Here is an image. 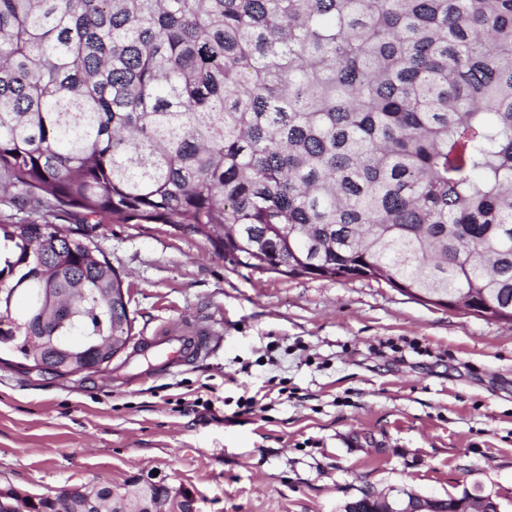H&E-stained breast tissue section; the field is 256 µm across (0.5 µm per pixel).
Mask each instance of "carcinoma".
<instances>
[{
    "label": "carcinoma",
    "mask_w": 512,
    "mask_h": 512,
    "mask_svg": "<svg viewBox=\"0 0 512 512\" xmlns=\"http://www.w3.org/2000/svg\"><path fill=\"white\" fill-rule=\"evenodd\" d=\"M80 224H0L9 291L70 288L59 375L133 319L95 216L234 268L486 289L512 310V0H0V189ZM76 491L29 512H75Z\"/></svg>",
    "instance_id": "carcinoma-1"
}]
</instances>
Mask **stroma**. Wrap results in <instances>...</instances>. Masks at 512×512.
<instances>
[{
  "label": "stroma",
  "instance_id": "35a3bbf8",
  "mask_svg": "<svg viewBox=\"0 0 512 512\" xmlns=\"http://www.w3.org/2000/svg\"><path fill=\"white\" fill-rule=\"evenodd\" d=\"M81 217L0 192V224ZM133 329L103 371L21 373L0 351V484L40 496L156 473L198 512H344L470 492L512 512V321L385 282L233 269L165 224L97 220ZM210 328L165 376L141 338ZM258 401L249 407L248 398Z\"/></svg>",
  "mask_w": 512,
  "mask_h": 512
}]
</instances>
